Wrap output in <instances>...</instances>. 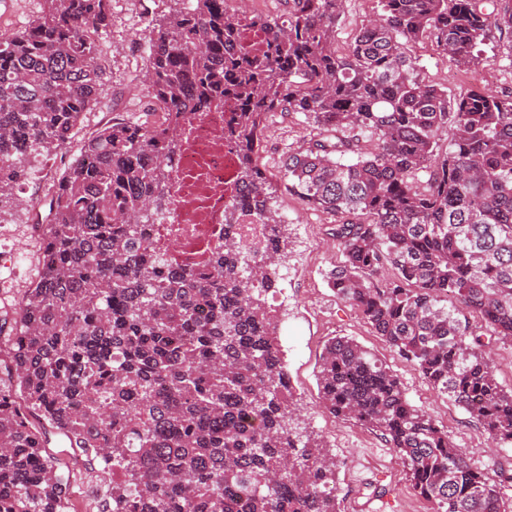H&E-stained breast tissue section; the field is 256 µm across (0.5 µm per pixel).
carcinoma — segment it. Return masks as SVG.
<instances>
[{"label": "carcinoma", "instance_id": "1", "mask_svg": "<svg viewBox=\"0 0 512 512\" xmlns=\"http://www.w3.org/2000/svg\"><path fill=\"white\" fill-rule=\"evenodd\" d=\"M379 3L382 14L344 51L342 0H288L279 19L182 0L154 25L146 80L164 120L114 122L85 142L55 184L39 280L0 347L16 376L0 393V512H71L51 429L87 469L112 462L97 512H337L336 462L299 426L268 304L288 236L256 162L267 112H302L316 130L283 170L289 191L342 219L333 228L342 259L327 274L336 297L438 395L512 446V389L469 329L473 317L512 341V93L451 99L420 78L412 55L429 39L471 67L492 31L512 33V0L491 12L482 0ZM245 20L268 53L237 57ZM110 23L109 0H44L42 15L0 42V209L95 103L91 33ZM221 92L237 103L240 199L224 209L223 248L194 239L193 256L173 264L149 236L171 207L181 126ZM450 124L455 140L441 154ZM355 131L369 133V149ZM248 210L271 225L261 244L236 236ZM318 380L328 412L394 449L431 512H506L500 483L512 469L495 481L472 466L354 340L327 342Z\"/></svg>", "mask_w": 512, "mask_h": 512}]
</instances>
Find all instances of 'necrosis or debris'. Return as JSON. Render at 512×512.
I'll use <instances>...</instances> for the list:
<instances>
[{
  "label": "necrosis or debris",
  "mask_w": 512,
  "mask_h": 512,
  "mask_svg": "<svg viewBox=\"0 0 512 512\" xmlns=\"http://www.w3.org/2000/svg\"><path fill=\"white\" fill-rule=\"evenodd\" d=\"M228 113L216 99L191 115L183 132V147L173 160L175 174L166 187L173 201L153 232V248L181 259L184 230L191 227L211 246H220L224 207L238 196L233 180L237 154L224 139Z\"/></svg>",
  "instance_id": "1"
}]
</instances>
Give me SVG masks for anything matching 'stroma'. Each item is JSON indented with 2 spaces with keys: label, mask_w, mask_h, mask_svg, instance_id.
Wrapping results in <instances>:
<instances>
[{
  "label": "stroma",
  "mask_w": 512,
  "mask_h": 512,
  "mask_svg": "<svg viewBox=\"0 0 512 512\" xmlns=\"http://www.w3.org/2000/svg\"><path fill=\"white\" fill-rule=\"evenodd\" d=\"M175 7V0H113L112 22L97 37V63L102 71L97 102L64 146L67 161H74L85 141L112 120L143 122L151 108L144 82L149 32ZM483 50L482 64L461 70L437 54L431 41H424L415 50L419 74L452 96L485 86L512 91V34L492 33ZM264 124L259 162L275 189L272 205L288 222V257L280 269L276 308L299 421L336 458L339 512H429L428 503L414 494L401 460L391 449L360 425L323 409L317 373L329 339L352 337L385 361L399 376L409 401L430 413L465 450L468 460L489 476H496L500 465L512 460V447H495L474 419L438 397L419 371L395 355L355 308L337 299L326 274L341 259L329 233L339 219L288 192L282 172L284 160L307 148L314 130L299 112L267 113ZM51 188L41 173H34L20 183L15 203L0 213V314L15 312L25 291L35 284L36 273L12 263L10 255L37 245L39 233L32 212L38 203L50 202Z\"/></svg>",
  "instance_id": "obj_1"
}]
</instances>
